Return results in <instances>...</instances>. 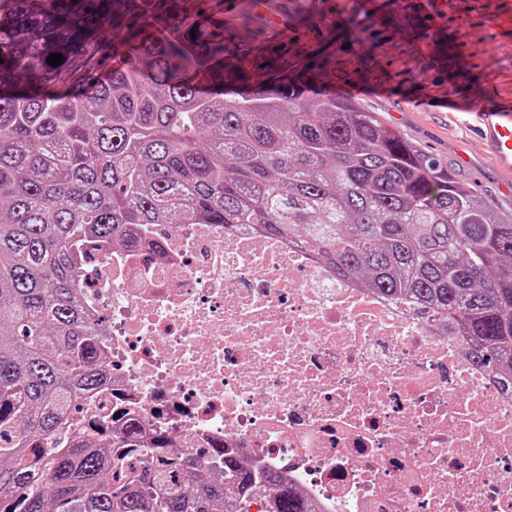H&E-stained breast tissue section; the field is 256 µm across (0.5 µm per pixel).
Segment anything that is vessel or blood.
<instances>
[{
  "mask_svg": "<svg viewBox=\"0 0 512 512\" xmlns=\"http://www.w3.org/2000/svg\"><path fill=\"white\" fill-rule=\"evenodd\" d=\"M457 15L489 18L494 62L482 72L484 91L465 99L457 112L464 129L473 131L483 153L502 171L512 173V0H453ZM361 0H298L297 10L341 18L358 14Z\"/></svg>",
  "mask_w": 512,
  "mask_h": 512,
  "instance_id": "vessel-or-blood-1",
  "label": "vessel or blood"
}]
</instances>
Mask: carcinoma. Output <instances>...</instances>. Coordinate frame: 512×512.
<instances>
[{
    "mask_svg": "<svg viewBox=\"0 0 512 512\" xmlns=\"http://www.w3.org/2000/svg\"><path fill=\"white\" fill-rule=\"evenodd\" d=\"M0 0V512H316L275 470L70 430L101 385L78 254L129 225L260 224L463 338L512 385V216L339 92L330 36L224 0ZM106 25L112 40L86 38ZM247 29L253 40L238 39ZM52 53L62 63H47ZM151 62L146 73L135 60ZM149 460L112 480V453Z\"/></svg>",
    "mask_w": 512,
    "mask_h": 512,
    "instance_id": "cac0c4a2",
    "label": "carcinoma"
}]
</instances>
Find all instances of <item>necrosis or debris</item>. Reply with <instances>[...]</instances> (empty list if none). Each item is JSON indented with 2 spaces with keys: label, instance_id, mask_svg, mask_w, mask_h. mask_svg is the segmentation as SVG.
Listing matches in <instances>:
<instances>
[{
  "label": "necrosis or debris",
  "instance_id": "obj_1",
  "mask_svg": "<svg viewBox=\"0 0 512 512\" xmlns=\"http://www.w3.org/2000/svg\"><path fill=\"white\" fill-rule=\"evenodd\" d=\"M77 299L107 381L73 425L231 452L320 512H512V394L464 344L252 224L90 249Z\"/></svg>",
  "mask_w": 512,
  "mask_h": 512
}]
</instances>
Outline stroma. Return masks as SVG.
Masks as SVG:
<instances>
[{"label":"stroma","instance_id":"obj_1","mask_svg":"<svg viewBox=\"0 0 512 512\" xmlns=\"http://www.w3.org/2000/svg\"><path fill=\"white\" fill-rule=\"evenodd\" d=\"M397 0H366L373 17L372 51L362 82V104L381 113L421 148L447 161L459 179L473 186L504 213H512V180L490 159L446 111L430 107L434 95L456 88L473 65L490 64L485 21L460 23L454 13L426 20L405 13L400 23L385 21Z\"/></svg>","mask_w":512,"mask_h":512}]
</instances>
